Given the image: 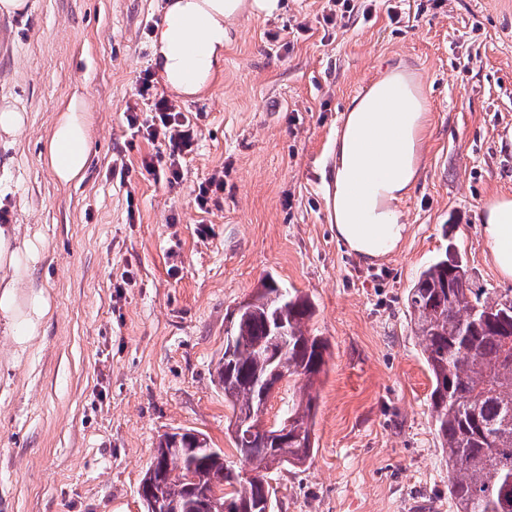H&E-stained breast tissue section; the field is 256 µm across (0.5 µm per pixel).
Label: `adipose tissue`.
Listing matches in <instances>:
<instances>
[{"label": "adipose tissue", "instance_id": "1", "mask_svg": "<svg viewBox=\"0 0 512 512\" xmlns=\"http://www.w3.org/2000/svg\"><path fill=\"white\" fill-rule=\"evenodd\" d=\"M236 14L224 0H172L159 31L156 55L172 88L195 95L211 75L224 48V23ZM201 21L183 28L182 18ZM199 43L194 78L183 76V46ZM428 107L403 68L392 67L365 94L352 99L336 132V160L329 206L336 237L366 262L396 249L407 233L400 202L417 186L427 131ZM89 115L83 104H61L46 143V158L63 184L82 179L88 163ZM481 232L503 281L512 282V197L487 199ZM44 244L17 225H0V330L26 344L39 336L52 308L51 298L29 282Z\"/></svg>", "mask_w": 512, "mask_h": 512}]
</instances>
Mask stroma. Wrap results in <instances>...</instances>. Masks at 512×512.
I'll list each match as a JSON object with an SVG mask.
<instances>
[{
	"label": "stroma",
	"mask_w": 512,
	"mask_h": 512,
	"mask_svg": "<svg viewBox=\"0 0 512 512\" xmlns=\"http://www.w3.org/2000/svg\"><path fill=\"white\" fill-rule=\"evenodd\" d=\"M170 2L28 0L0 17V97L29 116L0 141V210L41 237L31 283L52 298L30 344L0 335V512H145L167 432H201L236 460L214 367L233 309L269 276L308 295L331 352L312 458L268 474L275 512H455L406 299L451 244L477 287L512 296L480 233L483 201L512 195V0H374L333 28L328 0L243 12L206 84L176 98L197 137L174 186L145 172L156 147L124 116L143 70L169 89L152 21ZM397 64L429 124L399 205L409 233L370 265L336 240L332 150L352 98ZM74 95L88 164L63 186L45 143ZM219 171L223 191L198 210V183Z\"/></svg>",
	"instance_id": "35a3bbf8"
}]
</instances>
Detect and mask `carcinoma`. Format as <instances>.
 <instances>
[{
  "label": "carcinoma",
  "mask_w": 512,
  "mask_h": 512,
  "mask_svg": "<svg viewBox=\"0 0 512 512\" xmlns=\"http://www.w3.org/2000/svg\"><path fill=\"white\" fill-rule=\"evenodd\" d=\"M407 304L432 380L431 414L448 456L456 512H512V301L474 287L464 261L450 266L440 256L419 272ZM315 312L309 297L296 291L237 316L234 349L215 367L224 402L235 415L265 413L269 326L280 321L288 351L279 365L294 381L288 437L234 439L241 462L250 466L243 471L226 464L224 452L202 434H169L157 468L143 477L162 512H266L272 507L268 463L295 466L312 458L313 389L330 357L328 341L308 330Z\"/></svg>",
  "instance_id": "cac0c4a2"
}]
</instances>
